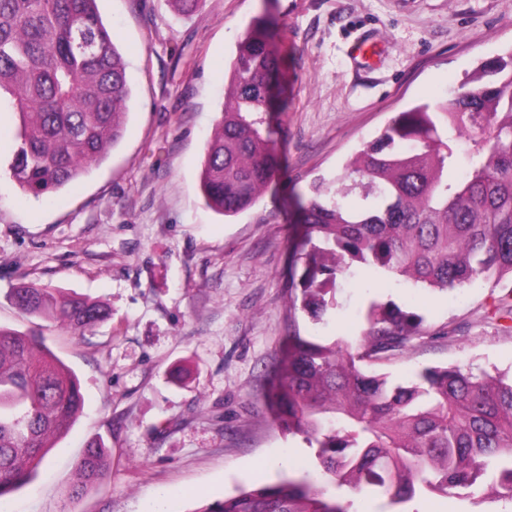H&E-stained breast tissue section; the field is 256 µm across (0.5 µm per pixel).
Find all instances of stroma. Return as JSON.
<instances>
[{
  "label": "stroma",
  "mask_w": 512,
  "mask_h": 512,
  "mask_svg": "<svg viewBox=\"0 0 512 512\" xmlns=\"http://www.w3.org/2000/svg\"><path fill=\"white\" fill-rule=\"evenodd\" d=\"M98 8L133 88L107 159L52 197L23 193L8 171L16 118L0 111V326H40L84 398L7 512H147L156 499L163 512H192L260 482H322L314 449L271 424L267 374L289 326L351 342L374 302L422 322L409 352L377 363L391 382L449 364L512 374V319L493 314L512 305V283L439 291L356 264L316 321L290 309L288 238L295 194L319 181L334 195L348 158L397 113L445 101L512 52V0H202L188 16L168 0ZM258 17L279 31L288 83L273 123L281 172L254 206L225 217L203 202V147L237 43ZM360 42L370 59L356 57ZM21 283L101 301L112 317L82 335L29 317L6 298ZM97 437L112 450V478L70 498L74 463ZM431 505L512 512V501L482 491L415 503Z\"/></svg>",
  "instance_id": "stroma-1"
}]
</instances>
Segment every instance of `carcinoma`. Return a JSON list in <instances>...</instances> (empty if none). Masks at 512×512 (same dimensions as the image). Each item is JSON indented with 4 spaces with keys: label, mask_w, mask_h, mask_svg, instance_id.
Listing matches in <instances>:
<instances>
[{
    "label": "carcinoma",
    "mask_w": 512,
    "mask_h": 512,
    "mask_svg": "<svg viewBox=\"0 0 512 512\" xmlns=\"http://www.w3.org/2000/svg\"><path fill=\"white\" fill-rule=\"evenodd\" d=\"M271 24L254 21L230 62L221 116L204 144L201 189L209 207L234 216L271 183L267 116L277 110L280 56ZM131 88L97 0H0V107L18 120L10 177L50 196L103 161L122 138ZM472 142L460 165L453 141ZM346 208L321 185L297 200L304 228L294 290L319 319L338 275L353 263L448 290L512 276V55L483 66L455 98L399 112L346 166ZM7 299L32 317L52 316L82 334L112 316L77 293L33 284ZM416 315L371 305L358 343H323L288 332L270 382L274 426L316 446L327 489L305 478L263 483L194 512H350L342 493H377L392 506L423 491H488L512 501V376L459 366L423 369L393 384L361 363L410 349ZM83 408L75 374L35 329L0 326V503L48 463ZM98 438L76 464L79 497L110 476Z\"/></svg>",
    "instance_id": "cac0c4a2"
}]
</instances>
